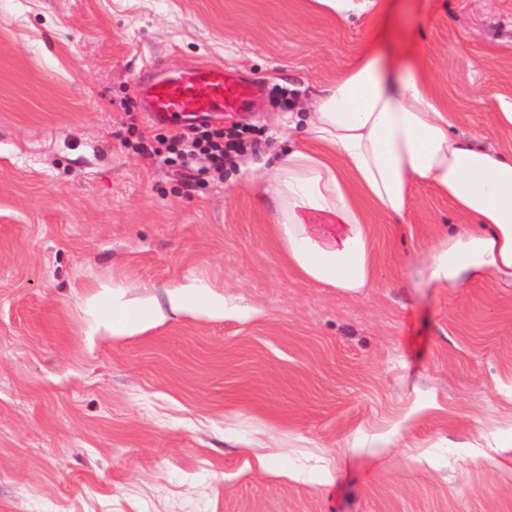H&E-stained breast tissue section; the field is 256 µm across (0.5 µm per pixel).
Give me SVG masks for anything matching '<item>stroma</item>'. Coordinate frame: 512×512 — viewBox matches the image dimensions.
<instances>
[{
	"label": "stroma",
	"mask_w": 512,
	"mask_h": 512,
	"mask_svg": "<svg viewBox=\"0 0 512 512\" xmlns=\"http://www.w3.org/2000/svg\"><path fill=\"white\" fill-rule=\"evenodd\" d=\"M464 129L512 149V0H399ZM378 37L313 0H0V512H512V288L421 264L420 183L358 294L302 279L252 165ZM217 63L265 89L216 172L135 92ZM223 315L172 310L180 286ZM163 321L115 336L113 303Z\"/></svg>",
	"instance_id": "stroma-1"
}]
</instances>
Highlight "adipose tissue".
Wrapping results in <instances>:
<instances>
[{
	"label": "adipose tissue",
	"mask_w": 512,
	"mask_h": 512,
	"mask_svg": "<svg viewBox=\"0 0 512 512\" xmlns=\"http://www.w3.org/2000/svg\"><path fill=\"white\" fill-rule=\"evenodd\" d=\"M283 139L261 178L288 263L304 280L351 293L372 287L370 219H405L423 181L461 218L423 261L427 283L492 277L512 287V150L461 128L433 94L418 50L378 42L318 89L310 111L289 114ZM163 318L151 305L116 306L112 333Z\"/></svg>",
	"instance_id": "adipose-tissue-1"
}]
</instances>
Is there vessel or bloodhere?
I'll return each mask as SVG.
<instances>
[{
    "label": "vessel or blood",
    "instance_id": "vessel-or-blood-1",
    "mask_svg": "<svg viewBox=\"0 0 512 512\" xmlns=\"http://www.w3.org/2000/svg\"><path fill=\"white\" fill-rule=\"evenodd\" d=\"M136 93L153 121L186 125L224 119L259 100L258 85L243 82L217 64H196L153 73L138 80Z\"/></svg>",
    "mask_w": 512,
    "mask_h": 512
}]
</instances>
